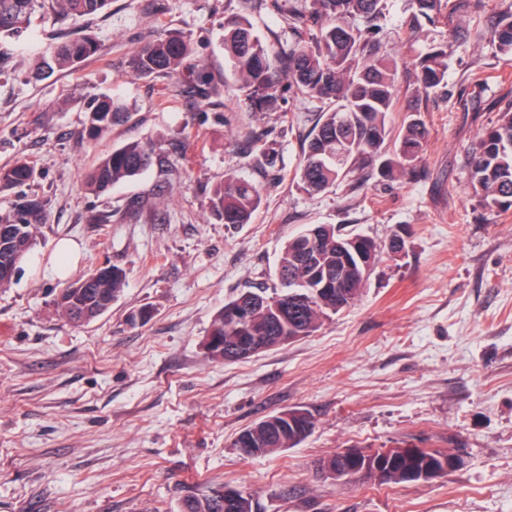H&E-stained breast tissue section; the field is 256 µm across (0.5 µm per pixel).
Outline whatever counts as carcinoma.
I'll return each instance as SVG.
<instances>
[{"mask_svg": "<svg viewBox=\"0 0 512 512\" xmlns=\"http://www.w3.org/2000/svg\"><path fill=\"white\" fill-rule=\"evenodd\" d=\"M111 0H0V42L20 38L36 14L57 13L74 18L102 12ZM445 0H413L419 15L434 20ZM383 14V0H311L310 8L288 10V27L294 38L284 51L283 62L274 61L244 16L224 21V55L230 62L254 112L272 111L287 88L309 99L328 100L333 108L321 113L303 149L300 182L307 192H321L339 185L355 171L356 163L373 166L376 175L395 180L414 170L425 145L426 128L414 108L403 120L394 149L391 113L397 92L394 62L378 55L376 35ZM502 54H512V12L504 15L491 35ZM97 44L90 37L71 39L50 47L31 75L40 79L45 70L74 69L94 57ZM192 53L186 36L169 33L138 50L129 60L139 77H174L186 67ZM418 82L424 93L436 89L447 76V52L433 51L416 63ZM131 117L127 106L114 99L92 102L87 110L85 135L96 140ZM152 164L151 149L141 142H129L102 157L85 174L88 190L99 194L112 185L134 178ZM34 178V167L25 160L0 169L1 187H20ZM473 194L490 210L512 208V108L502 113L499 123L485 129L476 151L471 179ZM261 202L252 184L226 178L217 184L208 200L209 210L226 224H248ZM47 199L24 194L11 210L0 214V230L8 231L9 249L0 250V286L10 284L14 269L9 253L27 258L40 228L45 224ZM318 239H310L313 231ZM394 232L384 245L359 233H343L330 224H315L290 238L277 264V285L268 290L255 288L240 293L224 304L211 320L202 346L216 361L236 362L260 352L288 344L317 331L336 313L347 308L366 286L359 267L344 266L340 247L359 242L365 257L386 249L400 255ZM122 269L107 265L61 288L63 296L54 300L59 313L72 325H86L107 312L124 290ZM347 295L336 298V284ZM243 307L236 318L232 307ZM283 411L243 429L235 446L249 456H264L282 448H293L310 433L293 429ZM448 452L422 449L412 457L393 450L384 466L358 479H374L384 484L414 483L422 472L446 474ZM331 471H360L362 464L340 452L323 461ZM179 512H254L251 497L235 488L196 490L185 495Z\"/></svg>", "mask_w": 512, "mask_h": 512, "instance_id": "obj_1", "label": "carcinoma"}]
</instances>
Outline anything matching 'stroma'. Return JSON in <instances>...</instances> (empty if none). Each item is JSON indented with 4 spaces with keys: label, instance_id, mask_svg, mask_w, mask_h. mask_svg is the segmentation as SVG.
I'll use <instances>...</instances> for the list:
<instances>
[{
    "label": "stroma",
    "instance_id": "1",
    "mask_svg": "<svg viewBox=\"0 0 512 512\" xmlns=\"http://www.w3.org/2000/svg\"><path fill=\"white\" fill-rule=\"evenodd\" d=\"M306 0H111L83 19H36L0 47V168L25 159L29 192L45 196L38 243L0 288V512H178L188 491L226 486L256 512H512V209L473 195L475 145L512 103V56L492 30L512 0H448L417 17L385 0L378 52L398 69L393 126L419 106L428 136L413 175L370 170L327 191L299 186L303 146L327 106L284 93L251 111L224 57V19H249L271 54L293 34L285 20ZM166 32L190 39L209 98L176 78H140L127 60ZM96 38L80 67L29 83L30 57L68 38ZM448 54L445 82L417 93L416 58ZM119 98L131 120L83 138L85 100ZM130 141L154 164L108 192L83 176ZM233 176L255 185L251 223L208 211ZM313 224L384 242L358 300L312 335L224 363L202 341L213 315L240 292L273 287L281 250ZM78 246L56 277V245ZM126 273L112 307L76 327L56 310L60 288L101 265ZM149 319L133 324L141 308ZM300 407L313 418L300 445L251 457L238 434ZM353 446H415L459 458L429 482L381 485L324 478L318 465Z\"/></svg>",
    "mask_w": 512,
    "mask_h": 512
}]
</instances>
